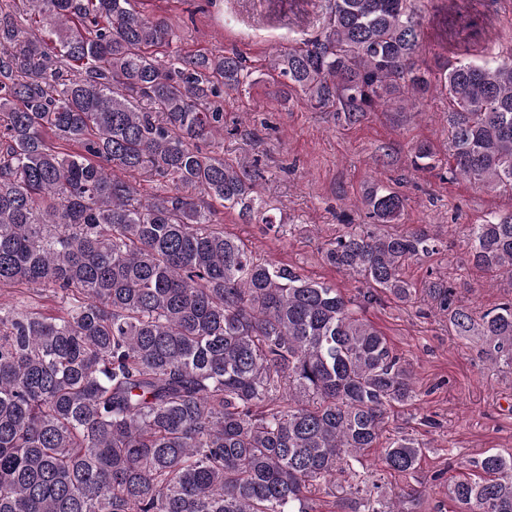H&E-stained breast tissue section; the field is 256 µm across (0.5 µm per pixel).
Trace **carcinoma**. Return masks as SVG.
I'll return each instance as SVG.
<instances>
[{
  "mask_svg": "<svg viewBox=\"0 0 512 512\" xmlns=\"http://www.w3.org/2000/svg\"><path fill=\"white\" fill-rule=\"evenodd\" d=\"M135 2L0 0V291L61 300L51 317L0 302V512H315L417 397L362 311L380 292L411 300L402 266L435 244L379 231L405 203L371 183L369 223L321 251L367 285L355 301L225 233L226 210L278 228L256 171L207 149L252 72L234 51L182 53ZM414 2L328 0L320 35L266 70L348 125L404 110L431 83ZM436 87L451 174L512 189V59L448 63ZM433 157L418 145L415 168ZM137 176L166 191L142 195ZM468 255L512 279L511 210L469 228ZM425 288L512 368V298L476 318L447 280ZM421 453L403 435L380 461L410 474ZM470 465L448 485L459 512H512V456ZM364 512L404 507L378 492Z\"/></svg>",
  "mask_w": 512,
  "mask_h": 512,
  "instance_id": "carcinoma-1",
  "label": "carcinoma"
}]
</instances>
